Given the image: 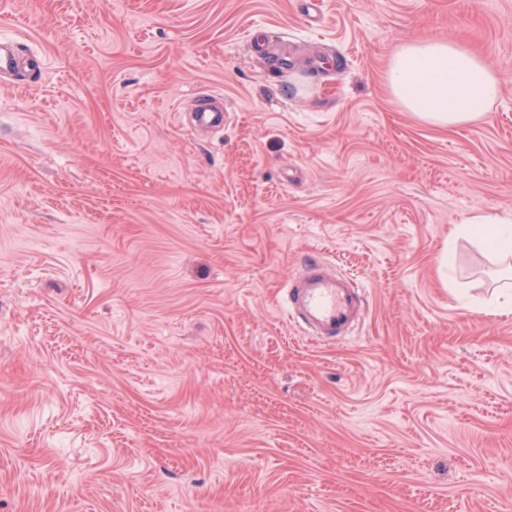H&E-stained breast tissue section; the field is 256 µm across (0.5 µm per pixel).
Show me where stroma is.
Here are the masks:
<instances>
[{
    "mask_svg": "<svg viewBox=\"0 0 512 512\" xmlns=\"http://www.w3.org/2000/svg\"><path fill=\"white\" fill-rule=\"evenodd\" d=\"M0 512H512V0H0ZM501 79L457 127L409 43ZM219 94L224 126L193 123ZM312 255L364 321L306 337ZM388 80L404 109L443 127L480 119L501 82L484 58L453 41L401 47L392 57ZM459 231L467 235H478L484 248L497 256L508 258L512 255V214L510 213L475 216L469 224L455 229L453 233L456 234ZM365 302V290L355 279L315 256L304 262L282 296L289 321L327 342L348 336L363 321Z\"/></svg>",
    "mask_w": 512,
    "mask_h": 512,
    "instance_id": "35a3bbf8",
    "label": "stroma"
}]
</instances>
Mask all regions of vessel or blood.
<instances>
[{
  "mask_svg": "<svg viewBox=\"0 0 512 512\" xmlns=\"http://www.w3.org/2000/svg\"><path fill=\"white\" fill-rule=\"evenodd\" d=\"M365 302V290L355 279L315 256L305 261L282 296L289 321L327 342L349 335L363 321Z\"/></svg>",
  "mask_w": 512,
  "mask_h": 512,
  "instance_id": "obj_1",
  "label": "vessel or blood"
}]
</instances>
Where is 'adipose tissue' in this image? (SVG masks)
Returning a JSON list of instances; mask_svg holds the SVG:
<instances>
[{
    "label": "adipose tissue",
    "instance_id": "ef3b65f1",
    "mask_svg": "<svg viewBox=\"0 0 512 512\" xmlns=\"http://www.w3.org/2000/svg\"><path fill=\"white\" fill-rule=\"evenodd\" d=\"M388 80L406 110L432 124L455 127L480 119L498 93L500 78L484 58L456 42L408 44L393 56ZM463 231L489 252L512 256V214H481Z\"/></svg>",
    "mask_w": 512,
    "mask_h": 512
}]
</instances>
